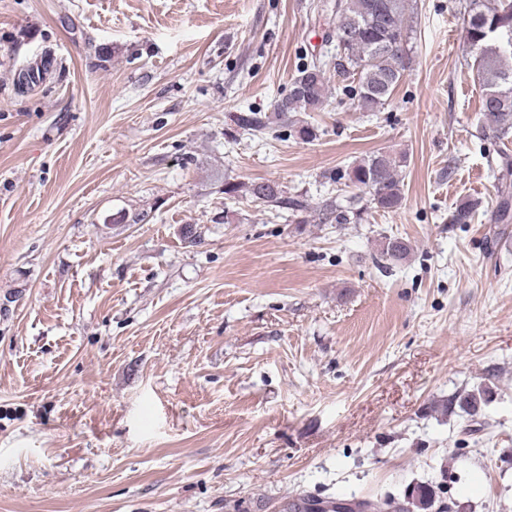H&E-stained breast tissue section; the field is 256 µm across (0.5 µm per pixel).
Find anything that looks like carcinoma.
<instances>
[{
  "instance_id": "carcinoma-1",
  "label": "carcinoma",
  "mask_w": 512,
  "mask_h": 512,
  "mask_svg": "<svg viewBox=\"0 0 512 512\" xmlns=\"http://www.w3.org/2000/svg\"><path fill=\"white\" fill-rule=\"evenodd\" d=\"M333 9L336 73L357 77L353 94L358 108L378 112L388 104L409 65L412 0H336ZM460 20L471 58L468 68L481 88V128L500 140L512 130V0H465ZM331 94L324 66L315 60L299 70L289 93L271 112L241 113L235 124L254 135L277 137L286 129L297 139L313 141L317 138L314 126L298 118L297 113L322 109ZM407 161L405 153L397 157L376 153L337 171L330 181L368 194L366 200L356 196L345 205L330 197L311 210L303 201L286 196L276 182L244 183L229 176L224 178V198L248 197L266 207L289 209L296 224H361L371 209L389 212L400 208L404 200L402 168ZM477 210V203L463 201L448 221L469 224ZM381 250L386 258L399 261L408 255L410 246L389 238L381 243ZM490 401L491 393L484 387L454 397V403L471 422L482 416ZM433 504L430 488L418 485L408 490L399 512H428Z\"/></svg>"
}]
</instances>
